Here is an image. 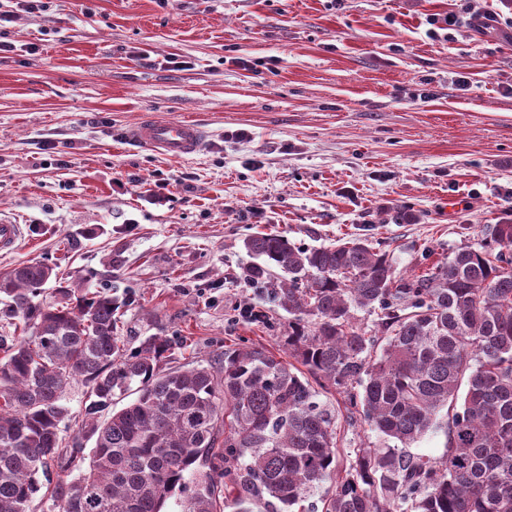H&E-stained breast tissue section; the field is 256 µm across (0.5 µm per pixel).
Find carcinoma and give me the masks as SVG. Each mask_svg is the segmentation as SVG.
Instances as JSON below:
<instances>
[{"label": "carcinoma", "mask_w": 512, "mask_h": 512, "mask_svg": "<svg viewBox=\"0 0 512 512\" xmlns=\"http://www.w3.org/2000/svg\"><path fill=\"white\" fill-rule=\"evenodd\" d=\"M244 247L263 260L254 279L282 272L293 364L226 346L216 366L176 367L167 337L117 335L110 293L40 261L0 273V318L21 327L0 335V512H30L43 487L58 512H161L177 493L184 512H291L325 482L321 512H512V222L410 276L361 237L302 249L258 233ZM376 309L377 327L357 322ZM69 383L85 408L65 445ZM322 390L402 447L361 444L337 469ZM441 416L445 456L408 453Z\"/></svg>", "instance_id": "obj_1"}]
</instances>
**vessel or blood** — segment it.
<instances>
[{"instance_id": "vessel-or-blood-1", "label": "vessel or blood", "mask_w": 512, "mask_h": 512, "mask_svg": "<svg viewBox=\"0 0 512 512\" xmlns=\"http://www.w3.org/2000/svg\"><path fill=\"white\" fill-rule=\"evenodd\" d=\"M130 136L150 150L175 158L198 154L206 141V133L197 123L164 122L150 117L134 126Z\"/></svg>"}]
</instances>
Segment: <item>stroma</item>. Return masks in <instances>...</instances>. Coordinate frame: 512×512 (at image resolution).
Listing matches in <instances>:
<instances>
[{
	"label": "stroma",
	"instance_id": "obj_1",
	"mask_svg": "<svg viewBox=\"0 0 512 512\" xmlns=\"http://www.w3.org/2000/svg\"><path fill=\"white\" fill-rule=\"evenodd\" d=\"M45 3L0 0V223L25 227L0 271L109 290L122 336L178 363L287 357L248 235L367 237L414 275L512 221V0ZM147 115L196 121L203 150L130 140Z\"/></svg>",
	"mask_w": 512,
	"mask_h": 512
}]
</instances>
